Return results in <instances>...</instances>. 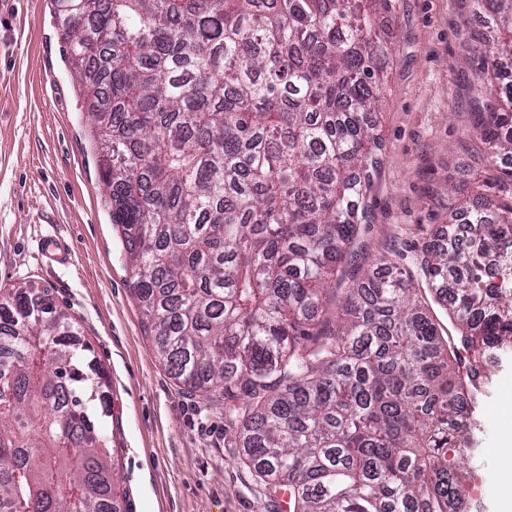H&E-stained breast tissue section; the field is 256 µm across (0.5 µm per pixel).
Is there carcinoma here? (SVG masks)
<instances>
[{"mask_svg":"<svg viewBox=\"0 0 512 512\" xmlns=\"http://www.w3.org/2000/svg\"><path fill=\"white\" fill-rule=\"evenodd\" d=\"M397 0H52L111 223L173 379L224 396L288 512H465L461 420L512 346V198L346 288ZM474 163L512 185V0H469ZM109 386L48 290L0 289V512H117Z\"/></svg>","mask_w":512,"mask_h":512,"instance_id":"cac0c4a2","label":"carcinoma"}]
</instances>
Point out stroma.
<instances>
[{"instance_id": "35a3bbf8", "label": "stroma", "mask_w": 512, "mask_h": 512, "mask_svg": "<svg viewBox=\"0 0 512 512\" xmlns=\"http://www.w3.org/2000/svg\"><path fill=\"white\" fill-rule=\"evenodd\" d=\"M382 105L385 147L372 173L353 276L382 253L414 254L472 194L498 196L468 170L467 85L472 20L463 0H398ZM64 59L50 0H0V288H47L79 323L110 382L121 512H281L232 457L224 398L185 389L169 375L129 286L122 243L104 205L88 102ZM454 188H447V181ZM61 236L70 261L47 263ZM479 408L469 512H497L505 474L496 457L501 411L512 410V353L492 356Z\"/></svg>"}]
</instances>
